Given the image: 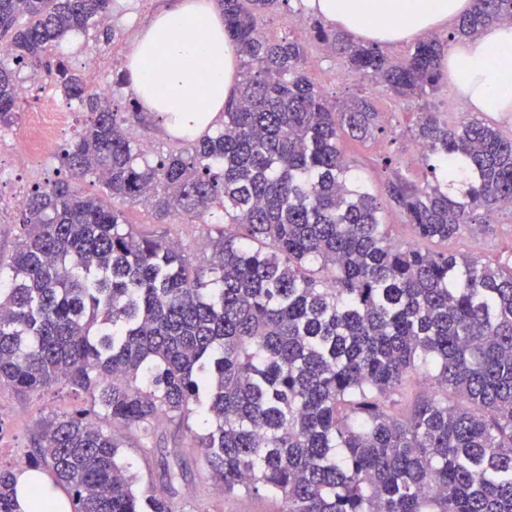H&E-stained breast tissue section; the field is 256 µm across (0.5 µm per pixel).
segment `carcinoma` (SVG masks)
I'll return each mask as SVG.
<instances>
[{
  "label": "carcinoma",
  "mask_w": 512,
  "mask_h": 512,
  "mask_svg": "<svg viewBox=\"0 0 512 512\" xmlns=\"http://www.w3.org/2000/svg\"><path fill=\"white\" fill-rule=\"evenodd\" d=\"M217 2L238 90L220 128L154 159L129 130L136 101L118 110L51 55L110 17L112 0H0V127L16 118L17 68L89 113L64 176L22 200L18 248L0 261V387L61 382L99 403L46 418L31 467L71 492L74 512H171L139 494L98 419L148 436L161 418L193 417L214 485L276 496L282 512H512V264L421 247L486 229L512 204V135L419 113L426 179L385 187L414 232L396 244L338 147L345 134L375 139L382 113L367 98L330 101L303 71L306 46L262 32L288 0ZM503 22L512 0H473L447 37L401 61L318 21L312 33L372 87L422 100L440 87L449 39ZM90 178L103 195L79 193ZM115 198L159 224L219 216L211 263L135 235ZM425 363L457 401L397 413ZM0 512H17L13 469H0Z\"/></svg>",
  "instance_id": "carcinoma-1"
}]
</instances>
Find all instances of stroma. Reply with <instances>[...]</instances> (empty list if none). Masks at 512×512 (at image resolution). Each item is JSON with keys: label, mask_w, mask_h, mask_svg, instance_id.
Listing matches in <instances>:
<instances>
[{"label": "stroma", "mask_w": 512, "mask_h": 512, "mask_svg": "<svg viewBox=\"0 0 512 512\" xmlns=\"http://www.w3.org/2000/svg\"><path fill=\"white\" fill-rule=\"evenodd\" d=\"M169 0H114L111 25L116 32L114 44L96 40L83 43L81 54H106L105 79L112 80L123 71L124 58L140 24L165 9ZM302 8L301 0H289L287 7L267 14L263 31L270 37L293 38L306 46V71L323 93L336 101L365 94L367 84L348 73L336 55L316 44L308 29L289 24V16ZM42 79L31 81V92L22 99L13 126L0 130V259L9 260L20 236V205L14 204L15 192L29 193L36 185L54 178L59 166L58 154L72 141L83 126L86 109L72 113L66 131L49 143L42 164L31 171L16 166L12 141L30 112L40 105ZM455 82L443 78L441 88L426 102L403 104L382 94H374L373 102L386 119V131L376 140L361 142L350 137L340 139L338 147L358 174L369 180L375 190H382L385 173L380 164L383 154L394 155L396 168L409 180H421L424 169L415 150L412 132L422 106L438 112L448 109L449 100L459 99ZM124 210L136 235L166 234L177 241L183 251L198 265L207 264L212 256L211 241L216 236L213 224L156 223L151 210L141 205L116 201ZM433 252L450 251L461 256L492 263L512 261V205L503 207L494 217L489 230L481 233L463 231L448 241L428 242ZM93 402L89 394L72 392L57 386L41 392H20L0 388V466L11 463V455L28 459L38 452L37 440L42 421L52 415H72L89 411ZM105 429L124 443V460L138 477L142 491H158L168 500L172 512H280V499L266 495L238 493L227 495L213 485L209 468L192 434L176 422L161 420L151 439H140L120 423L105 422Z\"/></svg>", "instance_id": "1"}]
</instances>
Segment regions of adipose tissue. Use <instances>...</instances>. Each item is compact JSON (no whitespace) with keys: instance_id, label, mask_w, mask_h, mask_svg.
Instances as JSON below:
<instances>
[{"instance_id":"ef3b65f1","label":"adipose tissue","mask_w":512,"mask_h":512,"mask_svg":"<svg viewBox=\"0 0 512 512\" xmlns=\"http://www.w3.org/2000/svg\"><path fill=\"white\" fill-rule=\"evenodd\" d=\"M472 0H303L307 13L359 40L392 46L442 30ZM466 108L512 112V25L450 42L446 57ZM129 92L177 137L196 138L222 114L239 80V56L224 32L214 0H175L137 30L126 54ZM18 512H34L41 496L48 512H70L65 493L34 469L16 475Z\"/></svg>"}]
</instances>
